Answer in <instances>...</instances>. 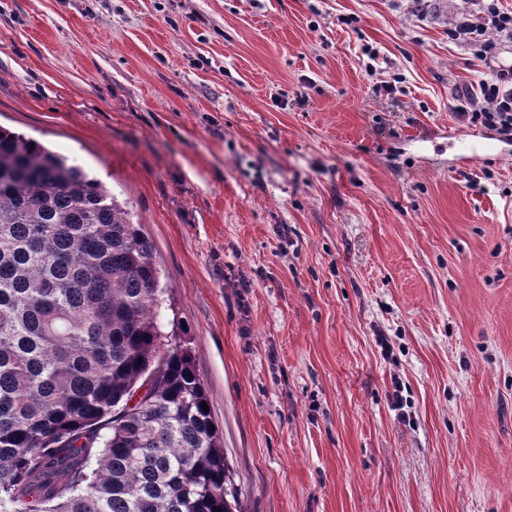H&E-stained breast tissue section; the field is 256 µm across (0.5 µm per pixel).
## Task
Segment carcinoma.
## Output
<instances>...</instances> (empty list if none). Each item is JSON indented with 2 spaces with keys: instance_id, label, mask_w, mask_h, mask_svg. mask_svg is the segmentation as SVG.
I'll return each instance as SVG.
<instances>
[{
  "instance_id": "carcinoma-1",
  "label": "carcinoma",
  "mask_w": 512,
  "mask_h": 512,
  "mask_svg": "<svg viewBox=\"0 0 512 512\" xmlns=\"http://www.w3.org/2000/svg\"><path fill=\"white\" fill-rule=\"evenodd\" d=\"M161 293L150 242L103 183L0 126V512H234Z\"/></svg>"
}]
</instances>
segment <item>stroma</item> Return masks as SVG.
<instances>
[{
	"label": "stroma",
	"instance_id": "stroma-1",
	"mask_svg": "<svg viewBox=\"0 0 512 512\" xmlns=\"http://www.w3.org/2000/svg\"><path fill=\"white\" fill-rule=\"evenodd\" d=\"M459 5L0 0V126L139 224L239 512H512V138L449 148L512 41ZM457 18L448 26L450 41L467 46L490 33L512 39V12H504L498 0H466Z\"/></svg>",
	"mask_w": 512,
	"mask_h": 512
}]
</instances>
